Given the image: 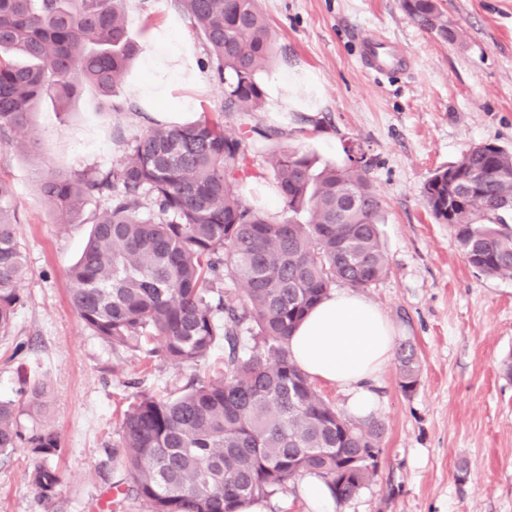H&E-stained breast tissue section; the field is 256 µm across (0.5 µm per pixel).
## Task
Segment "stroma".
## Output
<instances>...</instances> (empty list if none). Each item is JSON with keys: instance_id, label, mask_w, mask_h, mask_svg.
Masks as SVG:
<instances>
[{"instance_id": "1", "label": "stroma", "mask_w": 512, "mask_h": 512, "mask_svg": "<svg viewBox=\"0 0 512 512\" xmlns=\"http://www.w3.org/2000/svg\"><path fill=\"white\" fill-rule=\"evenodd\" d=\"M462 36L444 42L416 26L400 0H259L276 36L272 69L320 92L316 111L277 116L262 110L252 123L285 131L284 145L345 163L366 156L380 194L379 227L389 270L361 289L391 321L396 344L412 345L420 381L400 387L392 359L372 390V420L384 434L373 480L336 512H512V379L501 363L512 356V279L489 277L463 257L450 224L437 220L423 186L471 145L512 151V0H437ZM128 31L141 41L175 21L177 40L195 49L198 84L173 82L164 104L180 111L218 112L223 99L211 76L214 61L175 0H125ZM392 42L411 68L374 77L358 55L368 34ZM109 99L83 86L67 103L42 101L34 139L0 135V179L18 199L17 239L27 275L12 333L0 340V398L23 405V428L54 431L63 448V482L52 501L31 484L33 457L19 446L0 459V512H142L139 502L109 496L118 472L105 450L143 391L180 393L191 377L216 375L215 347L196 368H179L147 351L112 348L71 309L68 272L90 222L67 224L45 203L47 171L110 167L126 151L106 115ZM335 137L330 155L318 132ZM43 382L37 407L27 392Z\"/></svg>"}]
</instances>
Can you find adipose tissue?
Masks as SVG:
<instances>
[{"mask_svg": "<svg viewBox=\"0 0 512 512\" xmlns=\"http://www.w3.org/2000/svg\"><path fill=\"white\" fill-rule=\"evenodd\" d=\"M171 27L157 30L147 51L151 78L144 89L156 103L167 97L168 78L182 71L188 82L197 73L187 63L194 58L191 46L175 52L170 46ZM268 108L273 112L313 110L310 93L298 92L284 71L263 74ZM395 331L384 313L361 295L329 293L294 329L288 348L293 362L310 380L347 392L352 411L362 415L375 405L372 384L394 354Z\"/></svg>", "mask_w": 512, "mask_h": 512, "instance_id": "1", "label": "adipose tissue"}]
</instances>
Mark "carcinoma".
I'll return each mask as SVG.
<instances>
[{
	"label": "carcinoma",
	"mask_w": 512,
	"mask_h": 512,
	"mask_svg": "<svg viewBox=\"0 0 512 512\" xmlns=\"http://www.w3.org/2000/svg\"><path fill=\"white\" fill-rule=\"evenodd\" d=\"M124 0H0V132L32 129L38 102L67 103L83 85L114 97L137 54ZM421 29L442 41L457 31L437 0H401ZM216 64L226 113L263 108L258 72L274 51L259 0H178ZM18 53L26 64L6 58ZM283 132L236 131L203 112L182 125L153 123L109 168L45 174L41 193L68 223L83 222L96 197L88 240L69 271L68 301L83 325L115 348L150 349L178 367L205 361L224 344L217 376L185 392L140 393L106 450L124 475L125 494L144 512H237L315 474L338 503L376 475L362 459L384 429L339 413L291 361L288 340L305 314L341 282L364 289L388 270L380 241L379 194L364 157L321 164L281 144ZM257 140L279 191L284 217L247 204L238 185L250 170L246 144ZM433 215L452 224L467 262L512 279V152L475 144L425 183ZM11 187L0 179V337L11 333L27 268L12 217ZM243 286L238 296L224 279ZM253 340L240 353V335ZM400 387L415 391L413 348L400 356ZM21 410L0 400V455L27 440L29 477L49 501L62 483L55 433H22Z\"/></svg>",
	"instance_id": "cac0c4a2"
}]
</instances>
